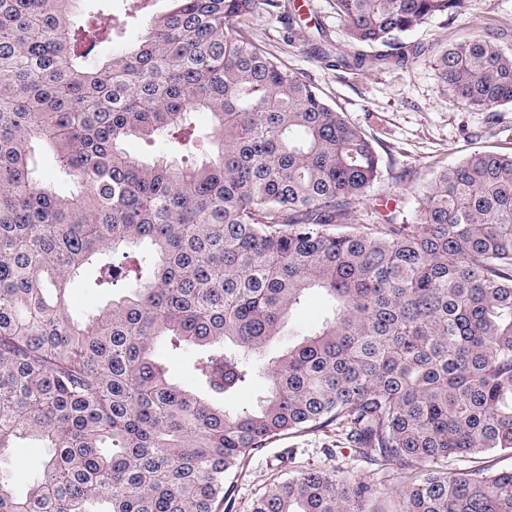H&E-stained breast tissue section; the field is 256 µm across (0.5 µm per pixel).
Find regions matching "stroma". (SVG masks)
Returning <instances> with one entry per match:
<instances>
[{
    "mask_svg": "<svg viewBox=\"0 0 512 512\" xmlns=\"http://www.w3.org/2000/svg\"><path fill=\"white\" fill-rule=\"evenodd\" d=\"M291 16L259 12L247 36L288 66L302 72L337 111L372 139L381 157V175L353 215V225L391 215L410 223L417 191L435 175L477 149H512V105L490 111L464 107L441 82L432 54L448 43L499 30L512 32V0H469L457 19L434 17L408 36L429 46L403 67L372 66L353 74L316 57L315 47L349 49L346 24L332 0H294ZM311 468L365 479L373 468L345 448L335 427L288 433L252 454L226 481L233 487L234 512H249L268 484Z\"/></svg>",
    "mask_w": 512,
    "mask_h": 512,
    "instance_id": "35a3bbf8",
    "label": "stroma"
}]
</instances>
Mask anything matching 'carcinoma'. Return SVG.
<instances>
[{
    "mask_svg": "<svg viewBox=\"0 0 512 512\" xmlns=\"http://www.w3.org/2000/svg\"><path fill=\"white\" fill-rule=\"evenodd\" d=\"M0 0V512H233L225 477L290 431L336 425L364 462L411 470L512 453V151L478 150L418 192L408 224L348 227L381 174L372 140L242 27L280 0ZM336 66H404L401 35L468 0H333ZM140 36L88 63L132 24ZM435 69L468 109L512 104V43L448 45ZM210 114L200 165L188 115ZM132 138L159 141L140 161ZM50 148L74 190L40 178ZM344 231L338 232L336 228ZM125 294L82 319L72 284ZM311 290L328 315L292 311ZM288 347L259 362L268 344ZM188 351L174 383L156 346ZM267 380L254 409L224 396ZM48 448L25 494L9 448ZM378 485L308 469L250 512H366ZM401 512H512V470L429 472Z\"/></svg>",
    "mask_w": 512,
    "mask_h": 512,
    "instance_id": "carcinoma-1",
    "label": "carcinoma"
}]
</instances>
